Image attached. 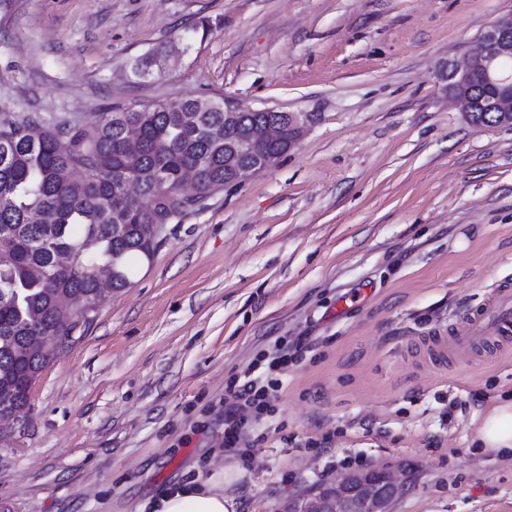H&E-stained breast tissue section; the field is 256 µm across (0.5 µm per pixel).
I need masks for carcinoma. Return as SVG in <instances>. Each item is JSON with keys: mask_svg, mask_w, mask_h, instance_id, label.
Instances as JSON below:
<instances>
[{"mask_svg": "<svg viewBox=\"0 0 512 512\" xmlns=\"http://www.w3.org/2000/svg\"><path fill=\"white\" fill-rule=\"evenodd\" d=\"M181 52L171 42L135 65L151 75L155 60ZM278 124L258 138L255 156L287 153L293 128L284 112H235L224 98H171L112 107L90 130L0 120V421L15 422L30 404L29 386L96 312L108 270L111 291L131 285L132 262L151 260L156 224H179L225 187L227 142L244 130ZM137 144H128L130 132ZM198 173L197 198L181 193L185 170Z\"/></svg>", "mask_w": 512, "mask_h": 512, "instance_id": "obj_1", "label": "carcinoma"}]
</instances>
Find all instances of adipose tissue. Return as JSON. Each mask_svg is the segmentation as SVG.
Returning <instances> with one entry per match:
<instances>
[{
  "instance_id": "ef3b65f1",
  "label": "adipose tissue",
  "mask_w": 512,
  "mask_h": 512,
  "mask_svg": "<svg viewBox=\"0 0 512 512\" xmlns=\"http://www.w3.org/2000/svg\"><path fill=\"white\" fill-rule=\"evenodd\" d=\"M483 448L512 453V399L502 400L484 417L478 431ZM223 467L205 477L187 480L160 492L151 503L152 512H235L233 498L224 493Z\"/></svg>"
}]
</instances>
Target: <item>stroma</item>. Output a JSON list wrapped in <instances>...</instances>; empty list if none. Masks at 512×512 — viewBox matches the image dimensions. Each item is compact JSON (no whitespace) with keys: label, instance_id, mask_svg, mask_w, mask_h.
<instances>
[{"label":"stroma","instance_id":"obj_1","mask_svg":"<svg viewBox=\"0 0 512 512\" xmlns=\"http://www.w3.org/2000/svg\"><path fill=\"white\" fill-rule=\"evenodd\" d=\"M512 0H0V118L92 127L106 105L225 97L303 116L271 168L166 225L0 438V512H144L224 465L235 512H287L339 472L401 470L392 512H512L477 431L512 351L424 338L512 280V129L440 74ZM173 41L147 79L134 63ZM308 339L274 368L276 344ZM282 385L224 450V394Z\"/></svg>","mask_w":512,"mask_h":512}]
</instances>
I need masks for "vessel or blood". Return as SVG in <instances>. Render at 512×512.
Returning a JSON list of instances; mask_svg holds the SVG:
<instances>
[{
	"label": "vessel or blood",
	"instance_id": "b4317fda",
	"mask_svg": "<svg viewBox=\"0 0 512 512\" xmlns=\"http://www.w3.org/2000/svg\"><path fill=\"white\" fill-rule=\"evenodd\" d=\"M512 344V283L493 290L482 307L458 318L447 335L429 337L432 356L444 357L462 349L505 347Z\"/></svg>",
	"mask_w": 512,
	"mask_h": 512
}]
</instances>
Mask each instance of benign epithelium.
<instances>
[{
    "mask_svg": "<svg viewBox=\"0 0 512 512\" xmlns=\"http://www.w3.org/2000/svg\"><path fill=\"white\" fill-rule=\"evenodd\" d=\"M448 96L468 117L483 113L476 124L512 128V15L491 22L481 46L463 62L452 63ZM273 165V160L262 158L255 166L236 167L234 180L240 183ZM403 488L396 473H384L380 485L362 473L342 475L318 491L300 492L289 502L288 512H391Z\"/></svg>",
    "mask_w": 512,
    "mask_h": 512,
    "instance_id": "7a95c632",
    "label": "benign epithelium"
}]
</instances>
